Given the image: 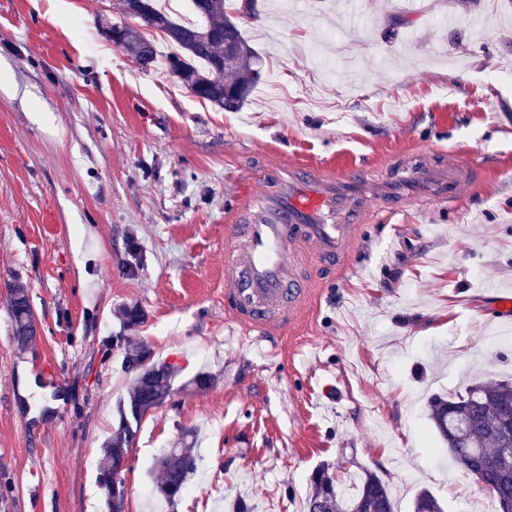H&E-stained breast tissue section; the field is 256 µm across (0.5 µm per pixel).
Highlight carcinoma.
I'll return each mask as SVG.
<instances>
[{
  "instance_id": "1",
  "label": "carcinoma",
  "mask_w": 512,
  "mask_h": 512,
  "mask_svg": "<svg viewBox=\"0 0 512 512\" xmlns=\"http://www.w3.org/2000/svg\"><path fill=\"white\" fill-rule=\"evenodd\" d=\"M255 0H242L237 16L225 11V0H192L201 22L175 21L156 0H122V10L138 21L126 26L121 45L134 53L147 69L156 61L155 45L141 29L163 33L175 51L167 56L169 71L181 75V82L194 96L226 112L240 110L255 86L261 58L243 35L244 20L256 17ZM9 288V313L13 334L20 345L36 335L34 314L23 285ZM123 369L131 377L127 397L117 405L118 424L103 444L104 469L100 482L108 493L107 506L124 499L121 479L130 447L143 418L163 406L174 393L177 369L154 360L145 345L121 337ZM428 417L448 446V455L495 500L496 512H512V436L504 421L512 417V381L475 383L455 394H434L428 401ZM199 456L192 446L164 448L153 469L158 473L155 492L168 504L177 502L196 473ZM311 493L307 512H396L389 486L376 473L364 469L347 495L338 468L322 465L310 476ZM413 512H442V506L428 490H421Z\"/></svg>"
}]
</instances>
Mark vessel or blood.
<instances>
[{
	"label": "vessel or blood",
	"mask_w": 512,
	"mask_h": 512,
	"mask_svg": "<svg viewBox=\"0 0 512 512\" xmlns=\"http://www.w3.org/2000/svg\"><path fill=\"white\" fill-rule=\"evenodd\" d=\"M485 171L469 155L453 163L400 159L375 180L357 162L321 168L273 167L254 180L267 184L260 204L248 192L232 202L224 227V296L231 322L263 341L298 321L310 281L298 270L310 257L343 268L357 224L406 203L446 205L462 188L479 189Z\"/></svg>",
	"instance_id": "vessel-or-blood-1"
}]
</instances>
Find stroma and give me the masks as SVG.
<instances>
[{
    "label": "stroma",
    "instance_id": "obj_1",
    "mask_svg": "<svg viewBox=\"0 0 512 512\" xmlns=\"http://www.w3.org/2000/svg\"><path fill=\"white\" fill-rule=\"evenodd\" d=\"M261 0L246 104L204 103L101 32L119 0H0V512H108L101 448L131 379L109 350L120 310L177 367L121 478L124 512H305L319 465L369 469L396 512L430 489L445 512L483 494L448 459L431 395L512 377V182L362 224L357 274L306 260L310 298L272 347L224 317V225L270 163L470 150L512 168V0H358L365 29L321 41L337 0ZM38 329L17 345L7 283ZM214 381L197 388L199 372ZM190 489L156 501L153 462L186 430Z\"/></svg>",
    "mask_w": 512,
    "mask_h": 512
}]
</instances>
